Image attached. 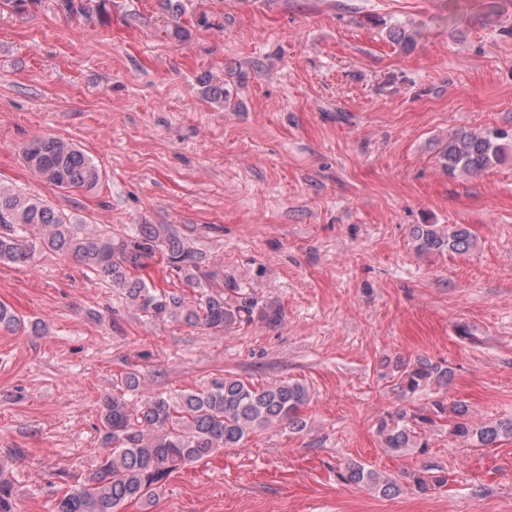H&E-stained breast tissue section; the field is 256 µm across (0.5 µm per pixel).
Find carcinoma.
Masks as SVG:
<instances>
[{
	"instance_id": "1",
	"label": "carcinoma",
	"mask_w": 512,
	"mask_h": 512,
	"mask_svg": "<svg viewBox=\"0 0 512 512\" xmlns=\"http://www.w3.org/2000/svg\"><path fill=\"white\" fill-rule=\"evenodd\" d=\"M24 159L44 181L59 189L93 190L100 173L96 165L72 144L55 136H42L23 146ZM512 153V129H461L448 134L440 145L438 161L451 175L476 174L491 169ZM413 237L420 253L465 252L472 236L462 224H419ZM72 257L132 306L156 319L230 330L256 318L271 323L280 312L250 295L232 275L214 285L216 274L202 269L204 254L168 224H142L126 237L80 231L45 200L0 188V262L24 265L37 250ZM160 260L169 275L197 289L193 303L185 296L158 288L148 272ZM21 319L0 304V329L18 331ZM392 371L406 397L434 387L443 388L453 372L448 364L420 358L397 362ZM142 384L136 372L125 374L102 399L100 413L104 455L78 486L56 499L54 512H124L132 501L143 506L158 496L168 478L180 467L199 462L224 448H233L254 431L275 422L303 427L300 409L310 399L299 382H270L256 386L232 375L213 378L201 389L171 396H151L136 406L128 395ZM467 405L435 399L427 406L400 409L379 424L388 451L402 454L426 448L427 431L448 426V432L471 444L486 446L512 438V418L482 425L470 422ZM346 485L366 486L384 497L400 491L397 481L365 464L352 461L338 472ZM438 467L410 472L406 485L420 494L446 486Z\"/></svg>"
}]
</instances>
